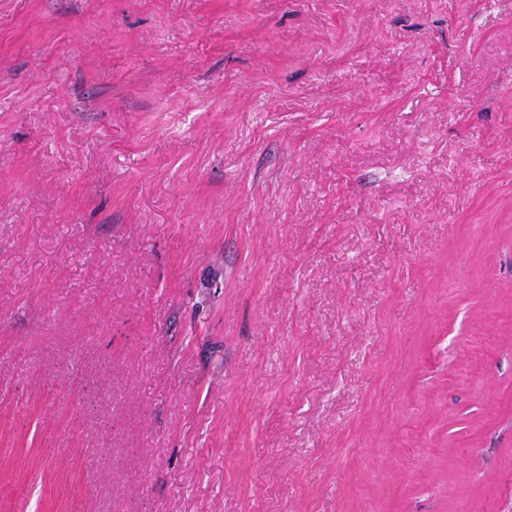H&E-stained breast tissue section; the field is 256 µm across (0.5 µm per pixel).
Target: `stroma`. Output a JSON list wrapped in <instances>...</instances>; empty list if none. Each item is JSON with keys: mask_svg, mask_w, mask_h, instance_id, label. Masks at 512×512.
<instances>
[{"mask_svg": "<svg viewBox=\"0 0 512 512\" xmlns=\"http://www.w3.org/2000/svg\"><path fill=\"white\" fill-rule=\"evenodd\" d=\"M0 512H512V0H0Z\"/></svg>", "mask_w": 512, "mask_h": 512, "instance_id": "stroma-1", "label": "stroma"}]
</instances>
